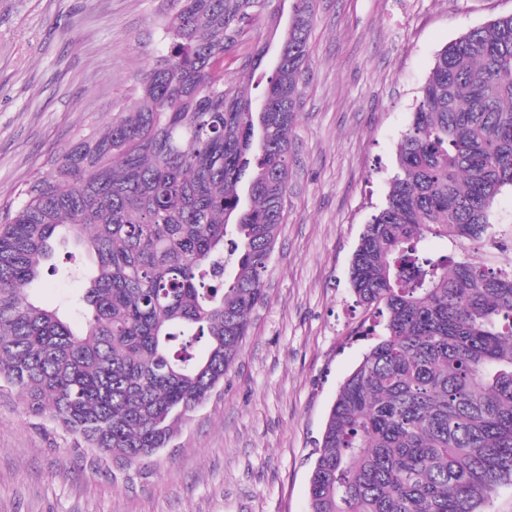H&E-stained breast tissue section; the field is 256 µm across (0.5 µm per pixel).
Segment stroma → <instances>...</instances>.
Segmentation results:
<instances>
[{
    "label": "stroma",
    "mask_w": 512,
    "mask_h": 512,
    "mask_svg": "<svg viewBox=\"0 0 512 512\" xmlns=\"http://www.w3.org/2000/svg\"><path fill=\"white\" fill-rule=\"evenodd\" d=\"M170 0H0V222L69 141L131 105L168 45ZM512 0H316L288 158L285 219L266 300L240 355L168 448L124 467L0 387V512H308L336 394L374 339L350 286L353 253L396 171L397 145L434 61ZM490 236L432 238L435 252L512 269V191ZM78 274L43 275L55 307Z\"/></svg>",
    "instance_id": "stroma-1"
}]
</instances>
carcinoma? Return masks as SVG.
<instances>
[{
	"mask_svg": "<svg viewBox=\"0 0 512 512\" xmlns=\"http://www.w3.org/2000/svg\"><path fill=\"white\" fill-rule=\"evenodd\" d=\"M172 3L135 105L50 158L0 224V380L125 466L224 383L264 299L314 22L293 0L270 63L246 45L258 17L279 26L273 0ZM396 168L350 266L376 342L336 395L309 512H484L512 481V270L426 242L488 233L512 190V14L437 55ZM59 237L93 265L48 310L28 290Z\"/></svg>",
	"mask_w": 512,
	"mask_h": 512,
	"instance_id": "cac0c4a2",
	"label": "carcinoma"
}]
</instances>
